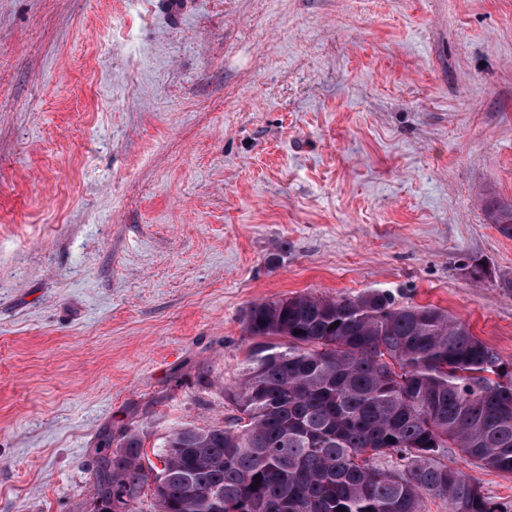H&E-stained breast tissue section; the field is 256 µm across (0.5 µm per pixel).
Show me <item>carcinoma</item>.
<instances>
[{
	"instance_id": "carcinoma-1",
	"label": "carcinoma",
	"mask_w": 512,
	"mask_h": 512,
	"mask_svg": "<svg viewBox=\"0 0 512 512\" xmlns=\"http://www.w3.org/2000/svg\"><path fill=\"white\" fill-rule=\"evenodd\" d=\"M512 238V206L492 204ZM235 415L181 427L148 462L135 431L106 441L95 512L150 496L154 512H512L442 461L457 448L512 473V371L471 329L432 304L380 291L298 294L255 303ZM397 458L392 467L374 464Z\"/></svg>"
}]
</instances>
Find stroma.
I'll return each mask as SVG.
<instances>
[{
	"label": "stroma",
	"mask_w": 512,
	"mask_h": 512,
	"mask_svg": "<svg viewBox=\"0 0 512 512\" xmlns=\"http://www.w3.org/2000/svg\"><path fill=\"white\" fill-rule=\"evenodd\" d=\"M491 201L512 0H0V512H93L108 436L224 423L258 302L378 290L512 364Z\"/></svg>",
	"instance_id": "obj_1"
}]
</instances>
